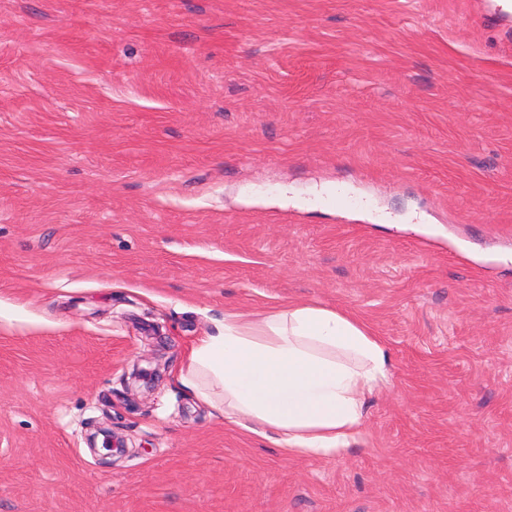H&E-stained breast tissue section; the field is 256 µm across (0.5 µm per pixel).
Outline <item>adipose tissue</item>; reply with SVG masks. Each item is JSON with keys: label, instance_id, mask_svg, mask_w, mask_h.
I'll return each mask as SVG.
<instances>
[{"label": "adipose tissue", "instance_id": "ef3b65f1", "mask_svg": "<svg viewBox=\"0 0 512 512\" xmlns=\"http://www.w3.org/2000/svg\"><path fill=\"white\" fill-rule=\"evenodd\" d=\"M384 344L355 316L296 304L225 312L190 351L180 386L225 421L284 454L346 453L362 433L364 398L389 382Z\"/></svg>", "mask_w": 512, "mask_h": 512}]
</instances>
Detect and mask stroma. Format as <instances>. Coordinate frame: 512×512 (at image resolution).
<instances>
[{
	"mask_svg": "<svg viewBox=\"0 0 512 512\" xmlns=\"http://www.w3.org/2000/svg\"><path fill=\"white\" fill-rule=\"evenodd\" d=\"M309 303L391 362L317 460L174 382ZM0 512H512V10L0 0Z\"/></svg>",
	"mask_w": 512,
	"mask_h": 512,
	"instance_id": "1",
	"label": "stroma"
}]
</instances>
